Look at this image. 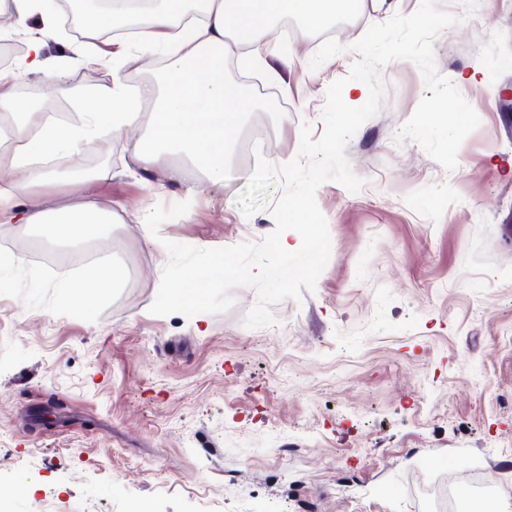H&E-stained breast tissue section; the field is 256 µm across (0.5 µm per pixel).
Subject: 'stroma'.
<instances>
[{
    "mask_svg": "<svg viewBox=\"0 0 512 512\" xmlns=\"http://www.w3.org/2000/svg\"><path fill=\"white\" fill-rule=\"evenodd\" d=\"M418 5L361 0L336 37L345 53L314 71L317 33H272L290 66L277 81L246 72L282 105L259 100L246 114L224 183L131 162L125 141L150 113L134 96L125 138L63 162L93 174L90 186L34 187L46 208L89 190L114 213L109 237L87 247L122 275L92 310L63 288L86 259L38 263L40 230L0 221V247L19 258L0 275V512H352L349 478L372 512H421L425 494L449 485L458 512L512 502V0H481L434 40L438 73L480 118L453 171L396 143L427 90L412 62L382 68L383 107L345 151L365 184L318 189L329 262L314 291L274 305L276 326H244L247 288L199 323L149 312L168 261L158 240L219 248L271 233L269 212L248 217L237 203L255 170L245 145L260 135L268 161L292 159L303 122L322 133L351 45ZM72 42L65 30L46 45L68 58L70 90L45 109L75 120L87 109L80 89L111 80L70 60ZM181 201L188 212L150 234L146 213Z\"/></svg>",
    "mask_w": 512,
    "mask_h": 512,
    "instance_id": "obj_1",
    "label": "stroma"
}]
</instances>
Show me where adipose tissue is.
Returning <instances> with one entry per match:
<instances>
[{
	"label": "adipose tissue",
	"instance_id": "ef3b65f1",
	"mask_svg": "<svg viewBox=\"0 0 512 512\" xmlns=\"http://www.w3.org/2000/svg\"><path fill=\"white\" fill-rule=\"evenodd\" d=\"M91 35L124 24L142 52L164 58L157 80L143 85L140 97L152 110L144 136L128 145L130 157L145 164L153 159L180 156L198 165L211 183L228 173L227 156L237 142L250 100L241 86L226 79L224 57L242 50L246 63L277 58L268 34L284 16L301 20L304 30L323 28L331 18L354 12L359 0H152L146 7L136 0H82ZM0 13L14 24L6 33L25 34L26 51L12 65L0 68V113L10 116L13 146L0 155V217L11 215L18 199L43 181L61 179L57 162L90 151L99 139L132 126L136 113L128 103L123 69L129 57L109 51L91 40L72 45L86 63L111 70L107 90L84 89L91 105L84 119L66 124L49 121L39 101L19 104L21 79L65 91L67 74L62 61L45 57L48 39L59 30L56 0H0ZM37 30H29V21ZM114 215L91 195L55 209L30 203L24 223L39 227L46 243L65 238H96L109 234ZM120 274L112 266L93 264L70 283L75 305L89 309L104 300Z\"/></svg>",
	"mask_w": 512,
	"mask_h": 512
}]
</instances>
